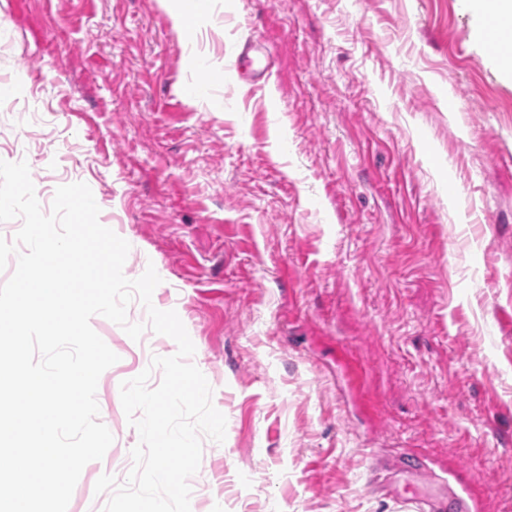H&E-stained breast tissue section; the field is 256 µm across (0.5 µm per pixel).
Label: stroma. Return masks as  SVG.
I'll return each mask as SVG.
<instances>
[{
	"instance_id": "1",
	"label": "stroma",
	"mask_w": 512,
	"mask_h": 512,
	"mask_svg": "<svg viewBox=\"0 0 512 512\" xmlns=\"http://www.w3.org/2000/svg\"><path fill=\"white\" fill-rule=\"evenodd\" d=\"M469 5L196 0L183 30L169 0H0V160L46 213L90 187L226 417L191 512H403L445 486L512 512V80ZM91 326L114 442L67 512H104L139 441L120 385L177 351ZM403 455L428 471L395 486Z\"/></svg>"
}]
</instances>
